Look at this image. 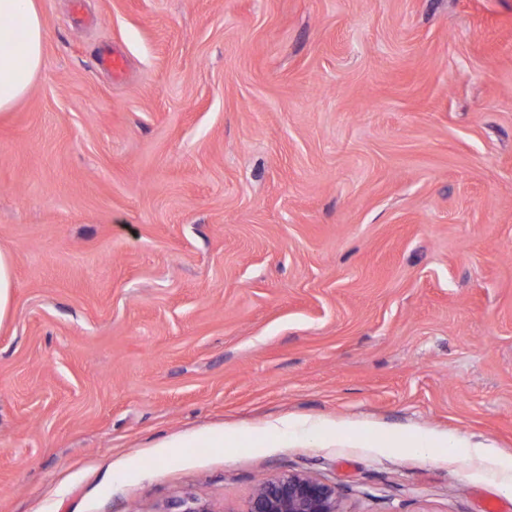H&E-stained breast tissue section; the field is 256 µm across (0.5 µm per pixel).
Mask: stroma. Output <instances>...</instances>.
<instances>
[{
    "label": "stroma",
    "instance_id": "35a3bbf8",
    "mask_svg": "<svg viewBox=\"0 0 512 512\" xmlns=\"http://www.w3.org/2000/svg\"><path fill=\"white\" fill-rule=\"evenodd\" d=\"M35 2L0 512H512V0ZM244 512H344L336 487L305 473L264 479Z\"/></svg>",
    "mask_w": 512,
    "mask_h": 512
}]
</instances>
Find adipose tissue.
I'll return each mask as SVG.
<instances>
[{"instance_id":"1","label":"adipose tissue","mask_w":512,"mask_h":512,"mask_svg":"<svg viewBox=\"0 0 512 512\" xmlns=\"http://www.w3.org/2000/svg\"><path fill=\"white\" fill-rule=\"evenodd\" d=\"M47 31L35 0H0V112L23 98L44 64Z\"/></svg>"}]
</instances>
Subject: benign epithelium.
Returning a JSON list of instances; mask_svg holds the SVG:
<instances>
[{"mask_svg": "<svg viewBox=\"0 0 512 512\" xmlns=\"http://www.w3.org/2000/svg\"><path fill=\"white\" fill-rule=\"evenodd\" d=\"M165 512H213L195 496H185ZM244 512H342L336 487L305 473H288L259 483Z\"/></svg>", "mask_w": 512, "mask_h": 512, "instance_id": "obj_1", "label": "benign epithelium"}]
</instances>
